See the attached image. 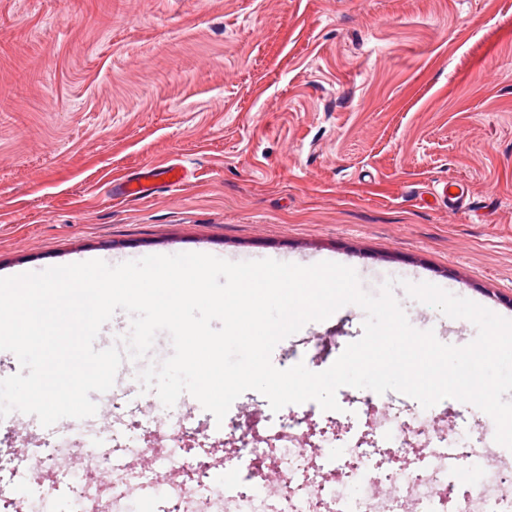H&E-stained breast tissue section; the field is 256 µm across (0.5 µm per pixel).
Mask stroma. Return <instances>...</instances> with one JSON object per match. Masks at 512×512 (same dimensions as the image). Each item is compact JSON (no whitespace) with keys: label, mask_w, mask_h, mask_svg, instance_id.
Segmentation results:
<instances>
[{"label":"stroma","mask_w":512,"mask_h":512,"mask_svg":"<svg viewBox=\"0 0 512 512\" xmlns=\"http://www.w3.org/2000/svg\"><path fill=\"white\" fill-rule=\"evenodd\" d=\"M0 278L100 259L206 253L335 261L410 324L477 329L410 298L429 282L512 319V0H0ZM187 177L137 201L145 168ZM465 184L467 206L438 192ZM350 304L274 348L322 340L317 371L362 335ZM124 360L106 426L150 420ZM441 428L494 447L470 404ZM9 438L37 497L38 419Z\"/></svg>","instance_id":"obj_1"}]
</instances>
